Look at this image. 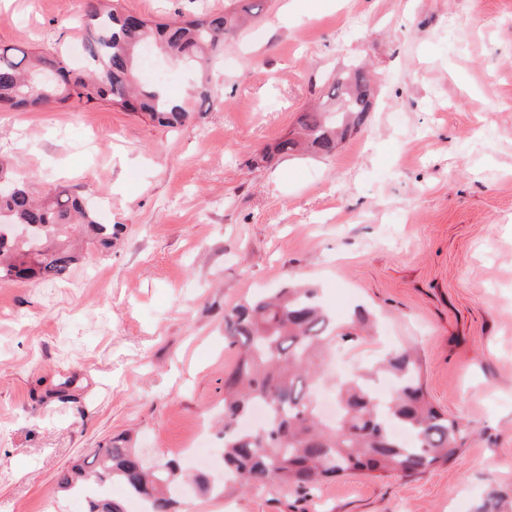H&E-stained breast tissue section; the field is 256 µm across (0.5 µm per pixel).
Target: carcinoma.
I'll return each mask as SVG.
<instances>
[{"instance_id": "1", "label": "carcinoma", "mask_w": 512, "mask_h": 512, "mask_svg": "<svg viewBox=\"0 0 512 512\" xmlns=\"http://www.w3.org/2000/svg\"><path fill=\"white\" fill-rule=\"evenodd\" d=\"M237 10L178 16L164 23L132 22L104 0H85L79 21L82 54L74 62L58 50L32 51L0 46V111L47 104L107 101L127 112H141L163 127L183 124L198 104L218 97L207 71L235 23ZM156 46L175 66H196L199 81L188 100L170 97L160 85H141L136 56ZM371 82L356 66L334 77L324 102L303 111L296 128L271 154L299 151L332 155L370 106ZM0 224H27L24 239L0 238V278L31 283L62 280L79 255L66 243L88 239L99 251L112 249V225L102 224L92 202L70 187L35 189L0 163ZM371 313L354 310L346 325L332 321L318 289L294 283L270 296H256L224 309V339L238 348L235 365L224 372V489L261 491L276 484L284 491L309 494L328 479L352 472L374 477L423 473L453 459L465 444V429L431 405L420 379L416 354H389L377 365L333 379L339 406L336 423L319 415L316 391L325 380L326 356L341 343L366 339ZM386 373L395 390L378 398L372 377ZM269 419L256 429L242 421L257 404ZM121 484L144 512H177L175 489L189 486L212 492L202 474L184 472L178 458L148 466L125 445L112 440L83 463L59 476L60 491L85 494L88 512H125L121 502L101 495ZM502 494L489 489L474 512H500Z\"/></svg>"}]
</instances>
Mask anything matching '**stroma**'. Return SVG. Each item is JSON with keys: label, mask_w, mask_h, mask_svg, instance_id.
<instances>
[{"label": "stroma", "mask_w": 512, "mask_h": 512, "mask_svg": "<svg viewBox=\"0 0 512 512\" xmlns=\"http://www.w3.org/2000/svg\"><path fill=\"white\" fill-rule=\"evenodd\" d=\"M210 66L223 94L168 129L108 103L0 112V159L73 187L115 225L63 282L0 280V512H86L58 475L125 435L148 462L214 417L226 307L291 281L377 333L330 373L415 348L434 407L467 439L415 475H348L310 495L214 493L185 512H472L512 503V0H258ZM84 0H0V44L71 51ZM162 22L224 0H118ZM366 64L372 108L330 156L263 155L337 71ZM186 98L192 68L141 52Z\"/></svg>", "instance_id": "35a3bbf8"}]
</instances>
